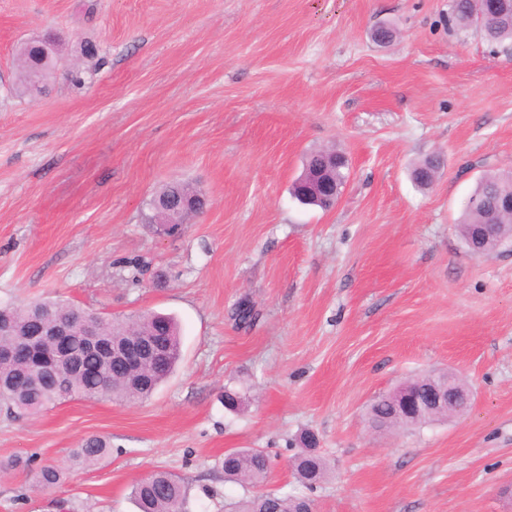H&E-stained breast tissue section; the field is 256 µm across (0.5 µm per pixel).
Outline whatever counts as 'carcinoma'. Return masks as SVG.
Returning a JSON list of instances; mask_svg holds the SVG:
<instances>
[{
	"instance_id": "carcinoma-1",
	"label": "carcinoma",
	"mask_w": 512,
	"mask_h": 512,
	"mask_svg": "<svg viewBox=\"0 0 512 512\" xmlns=\"http://www.w3.org/2000/svg\"><path fill=\"white\" fill-rule=\"evenodd\" d=\"M500 0H452L455 24L463 30H473L492 47H512V15H508L492 26L478 28L479 16L491 14ZM22 65L18 82L22 93H31L30 69L40 67L42 82L50 80L55 70L42 62L41 41L31 40L22 44L19 52ZM444 165L441 155H432L414 169L413 176L419 185L418 172L437 173ZM512 185V173H486L482 175L466 198L457 224L462 242L471 239L480 224L488 222L487 211L495 200L500 187ZM206 206L204 195L191 185L173 181L162 187L147 203L144 219L150 224H183L191 216L200 213ZM58 318H64L78 327L82 322L95 321L110 340L114 336H151L160 348L164 359L146 362L128 369H112L108 373L96 371L95 355L84 349L83 341L74 338L71 344L72 357L80 366H63L54 372H45L27 356L16 353L0 357V409L14 417L35 416L50 406L67 399L98 400L109 398L117 401H140L148 398L173 373L181 357V340L173 317L148 313L132 321L106 318L69 303L33 300L23 304L0 306V315L6 316L19 332L9 336L3 344L25 348L29 344L27 331L31 323L46 310ZM368 417L380 420L387 428L398 426L393 405L382 395L370 405ZM111 444L101 437H90L73 450L72 459L81 465H93L109 456ZM225 478L243 484H261L270 468L269 457L259 450H232L224 454L222 462ZM292 469L299 480L310 490L316 489L326 478L327 469L323 458L302 452L294 456ZM67 469L50 464L36 471V483L49 490L61 484ZM131 497L139 512H189V488L182 479L169 472H155L136 481L131 487ZM300 498L276 492L247 497L236 506L235 512H288Z\"/></svg>"
}]
</instances>
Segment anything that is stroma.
Instances as JSON below:
<instances>
[{
	"label": "stroma",
	"instance_id": "stroma-1",
	"mask_svg": "<svg viewBox=\"0 0 512 512\" xmlns=\"http://www.w3.org/2000/svg\"><path fill=\"white\" fill-rule=\"evenodd\" d=\"M47 29L59 70L17 95L18 49ZM328 147L349 160L340 199L302 205L291 185ZM508 171L512 50L458 31L450 0H0V304L181 328L147 400L0 411V512H137L132 482L160 470L192 512L258 489L315 512H512V252L473 257L455 229L477 179ZM172 181L208 206L163 238L142 214ZM448 370L473 391L464 416L369 428L375 397ZM305 433L328 469L311 492L290 466ZM93 435L108 458L35 486ZM232 449L269 456L261 488L225 480ZM67 471V469L54 464L44 465L36 471L35 480L42 489L49 490L64 481Z\"/></svg>",
	"mask_w": 512,
	"mask_h": 512
}]
</instances>
